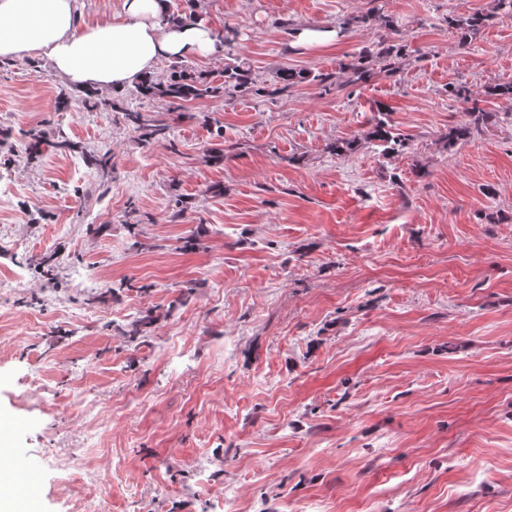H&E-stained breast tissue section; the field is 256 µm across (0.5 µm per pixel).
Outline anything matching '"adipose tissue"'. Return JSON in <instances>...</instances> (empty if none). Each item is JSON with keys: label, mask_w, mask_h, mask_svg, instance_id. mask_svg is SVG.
<instances>
[{"label": "adipose tissue", "mask_w": 512, "mask_h": 512, "mask_svg": "<svg viewBox=\"0 0 512 512\" xmlns=\"http://www.w3.org/2000/svg\"><path fill=\"white\" fill-rule=\"evenodd\" d=\"M84 0H0V58L47 59L65 82L121 89L155 73L161 59L215 53L201 24L162 30L167 0H121L116 15L85 22Z\"/></svg>", "instance_id": "ef3b65f1"}]
</instances>
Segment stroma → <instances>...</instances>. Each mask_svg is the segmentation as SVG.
Returning <instances> with one entry per match:
<instances>
[{
	"label": "stroma",
	"instance_id": "1",
	"mask_svg": "<svg viewBox=\"0 0 512 512\" xmlns=\"http://www.w3.org/2000/svg\"><path fill=\"white\" fill-rule=\"evenodd\" d=\"M493 7L199 0L259 81L307 78L177 109L130 85L60 112L48 61L0 59V133L68 142L0 152V454L40 461L33 512H512V103L483 95L512 81V16L464 44L448 25ZM452 85L497 117L450 148ZM119 102L170 141L143 147ZM381 106L406 138L387 155ZM106 150L108 180L82 161ZM403 46L399 43L381 44L373 50H365L348 66L350 77L348 83L355 85L367 81L374 73L375 63L386 62L387 59L401 55Z\"/></svg>",
	"mask_w": 512,
	"mask_h": 512
}]
</instances>
